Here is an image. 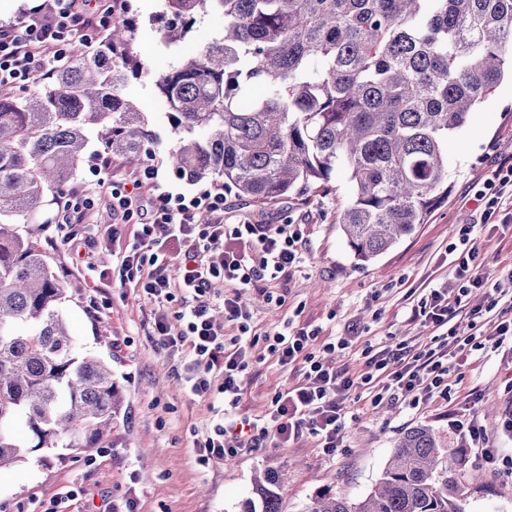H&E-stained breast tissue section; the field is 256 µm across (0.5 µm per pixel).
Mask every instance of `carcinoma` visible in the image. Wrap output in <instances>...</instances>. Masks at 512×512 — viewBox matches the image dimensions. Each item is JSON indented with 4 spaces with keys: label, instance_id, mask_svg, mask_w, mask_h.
<instances>
[{
    "label": "carcinoma",
    "instance_id": "1",
    "mask_svg": "<svg viewBox=\"0 0 512 512\" xmlns=\"http://www.w3.org/2000/svg\"><path fill=\"white\" fill-rule=\"evenodd\" d=\"M211 11L224 14L223 32L155 80L177 135L173 173L259 204L342 173L351 201L339 224L363 263L448 200V136L512 71V0H164L163 41L185 40ZM134 37L119 17L43 93L0 84V470L103 444L122 405L112 368L78 352L63 284L19 225L43 223L88 131L106 154L142 161L152 130L124 94ZM463 464L416 426L371 493H322L309 512H468ZM281 500L267 472L239 512H282Z\"/></svg>",
    "mask_w": 512,
    "mask_h": 512
}]
</instances>
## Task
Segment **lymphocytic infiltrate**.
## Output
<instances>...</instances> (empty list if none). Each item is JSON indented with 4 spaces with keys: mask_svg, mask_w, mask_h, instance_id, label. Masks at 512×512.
Listing matches in <instances>:
<instances>
[{
    "mask_svg": "<svg viewBox=\"0 0 512 512\" xmlns=\"http://www.w3.org/2000/svg\"><path fill=\"white\" fill-rule=\"evenodd\" d=\"M111 12L89 14L80 0H47L33 8L18 26H0V84H24L47 77L52 63L63 61L75 33L85 40L107 31ZM154 165H144L135 175L112 182L107 193L113 216L131 225L127 245L118 254L121 281L155 301L180 300L179 327L166 313H155L153 332L159 347L184 355L180 379L190 394L203 397L218 392L222 413L195 439L198 462L206 463L246 453L260 438L274 436L285 445L315 438L332 452L343 443L347 402L353 392L365 394L371 404L394 400L415 407L435 397L449 398L448 362L466 360L477 352L512 350V271L488 282L475 265L479 247L473 225L458 230L466 251L458 256L453 280L428 288L413 315L433 329L430 344L417 348L399 345L366 355L360 368L329 360L335 343L314 352L316 331L299 328L267 333L268 350L281 367L298 366L296 384L273 394L265 415L251 418L241 413L245 377L250 365L243 336L250 330V314L241 294L254 290L267 294V285L288 276L301 262L304 237L297 224H228L224 221V191L205 189L190 197L163 192ZM482 206V223H512V159L492 171L476 194ZM179 263L178 276H170L163 256ZM484 292L485 302L470 306L473 290ZM224 305L223 321L211 313L214 301ZM466 315L471 335H456L451 326ZM238 333L224 334L225 323ZM449 426L468 447L481 449L491 464L512 471V454L490 447L485 427L477 417L450 421Z\"/></svg>",
    "mask_w": 512,
    "mask_h": 512,
    "instance_id": "lymphocytic-infiltrate-1",
    "label": "lymphocytic infiltrate"
}]
</instances>
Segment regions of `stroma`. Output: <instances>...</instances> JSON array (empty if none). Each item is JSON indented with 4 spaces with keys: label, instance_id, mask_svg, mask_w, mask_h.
Masks as SVG:
<instances>
[{
    "label": "stroma",
    "instance_id": "35a3bbf8",
    "mask_svg": "<svg viewBox=\"0 0 512 512\" xmlns=\"http://www.w3.org/2000/svg\"><path fill=\"white\" fill-rule=\"evenodd\" d=\"M164 0H119L117 15L136 21V45L151 47L143 57L144 74L129 77L126 96L144 112L154 141L145 156L157 166L159 178L172 193L192 195L196 184L176 178L168 153L176 135L166 117L167 106L152 77L168 69L191 45L221 32L224 16L212 12L198 21L186 41L165 47L158 18ZM512 157V80L503 79L472 113L469 121L448 138V200L427 223L402 238L371 263L357 262L338 224L350 199L345 176L328 187L303 190L287 199L259 206L228 191L224 221L248 218L255 224H298L306 240L303 261L288 280L275 281V301L254 291L243 297L252 319L251 356L257 373L245 385L241 409L262 414L271 395L295 384L299 373L277 365L267 350L266 332L284 322L319 329V342L350 339L349 348L335 351L337 364L356 365L369 345L429 343L431 330L412 317L411 310L428 283L444 282L450 265L444 260L457 227L471 224L480 247L479 271L489 280L512 269V226L480 225L474 197L495 164ZM131 171L122 158L96 171L82 162L71 186L99 197L92 224L72 228L40 225L36 240L66 287L61 310L82 352L95 355L112 368L123 397L112 420L109 444L80 453L45 454L0 472V512H48L54 501L74 491L66 512H237L249 496L259 472H277L284 482L282 512H307L313 497L324 492L352 501L366 496L379 480L398 438L408 429L425 425L450 452L461 454L465 469L481 480L468 486L469 512H512V475L498 471L480 450L462 447L448 427L455 415L456 396L476 391L471 408L488 435H495L502 412L512 399V358L494 352L451 365L448 383L452 401L431 399L409 407L383 402L372 406L350 403L345 417L343 446L329 453L307 440L285 448L264 439L247 454L202 465L193 442L209 426L217 396L188 395L176 374L179 357L158 349L153 336V302L133 286H121L114 270L117 256L103 237L112 225V211L102 197L112 180ZM77 234L78 247L66 242Z\"/></svg>",
    "mask_w": 512,
    "mask_h": 512
}]
</instances>
